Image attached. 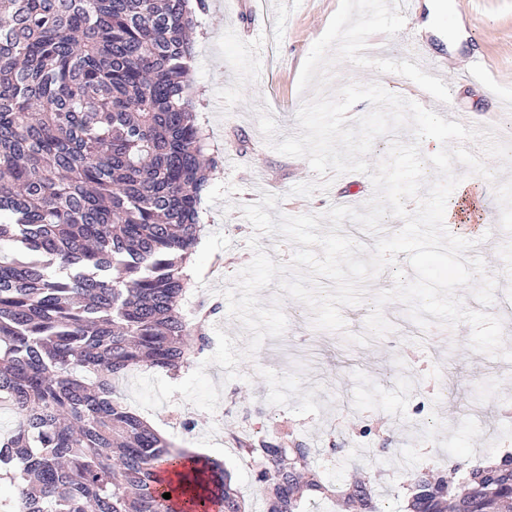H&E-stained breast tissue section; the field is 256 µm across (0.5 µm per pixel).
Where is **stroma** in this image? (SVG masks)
<instances>
[{"mask_svg": "<svg viewBox=\"0 0 512 512\" xmlns=\"http://www.w3.org/2000/svg\"><path fill=\"white\" fill-rule=\"evenodd\" d=\"M453 14L434 29H420L426 0H415L404 29L386 39L384 51H408L419 45L441 64V77L455 103L473 124H492L499 141H512V0H450ZM340 0H207L201 32L191 62L194 82L205 90L203 120L219 167L203 197L205 226L191 266L194 286L184 302L186 313L200 304L223 301V291L253 257L247 242L254 229L242 206L263 193L279 198L285 215L322 214L354 199L363 206L374 194L368 175L348 172L328 191L308 197L293 194L295 185L315 180L302 158L282 155L261 134L256 110L268 106L280 136L298 130L296 114L305 100L298 89L302 64L313 43L325 32ZM461 14L469 34L456 50L447 45L448 26ZM486 60L485 71L506 103L488 96L470 75L473 56ZM349 82H376L389 92L436 111L440 104L411 80L343 62L333 87ZM495 254L489 275L499 281L491 314L502 319L505 346L512 349V238L507 233L478 242L469 256ZM286 337L307 340L306 356L287 363L258 350L239 365L240 379L225 380L224 370L211 365L207 374L221 387L220 402L209 413L174 394L171 402L144 419L175 448H199L223 462L247 512L265 505L250 461L239 457L238 438L253 432L270 436L292 432L312 448L324 479L344 486L356 476L376 477L382 512H403L402 487L418 469L471 467L512 449V428L500 414L512 410V389L499 380L512 376V363L474 352L471 328H419L402 304L384 308L393 324L389 335L357 345L346 334L365 333L369 304L348 306L342 314L345 332L315 329L299 302L285 300ZM196 428L185 432L184 417ZM336 454H329L330 446Z\"/></svg>", "mask_w": 512, "mask_h": 512, "instance_id": "obj_1", "label": "stroma"}]
</instances>
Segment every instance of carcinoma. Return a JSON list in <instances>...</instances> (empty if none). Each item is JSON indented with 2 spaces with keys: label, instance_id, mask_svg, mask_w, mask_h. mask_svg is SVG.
<instances>
[{
  "label": "carcinoma",
  "instance_id": "carcinoma-1",
  "mask_svg": "<svg viewBox=\"0 0 512 512\" xmlns=\"http://www.w3.org/2000/svg\"><path fill=\"white\" fill-rule=\"evenodd\" d=\"M206 0H0V436L4 512H245L223 463L185 452L114 382L179 376L207 350L208 314L181 302L200 239L205 156L190 32ZM265 512H380L340 490L288 434L238 441ZM413 474L405 512H512V454ZM171 498H163V494Z\"/></svg>",
  "mask_w": 512,
  "mask_h": 512
}]
</instances>
